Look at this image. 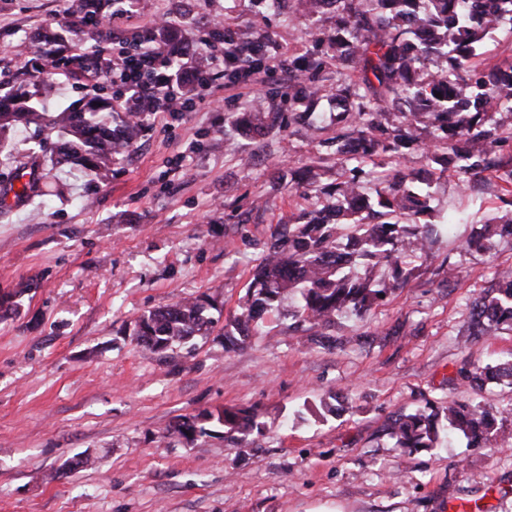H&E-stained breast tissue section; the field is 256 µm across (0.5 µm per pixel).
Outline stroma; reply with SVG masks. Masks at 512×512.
Listing matches in <instances>:
<instances>
[{"instance_id":"1","label":"stroma","mask_w":512,"mask_h":512,"mask_svg":"<svg viewBox=\"0 0 512 512\" xmlns=\"http://www.w3.org/2000/svg\"><path fill=\"white\" fill-rule=\"evenodd\" d=\"M259 0H133L112 17L107 56L134 33L162 24L200 48L210 22L234 30ZM72 0H0V87L15 89L37 59L35 38L70 20ZM124 91L112 75L81 84L56 72L43 90L52 108ZM212 105L179 117L152 113L108 184L50 169L52 139L22 130L7 151L45 177L46 197L16 199L0 165V290H21L0 311V512H449L478 501L512 512V417L492 447L453 441L412 455L382 428L423 398L445 404L481 396L512 407V388L482 393L456 378L468 360L512 351V331L464 342L468 303L512 244L464 251L474 229L500 213L497 179L435 188L443 215L465 213L436 258L405 286L328 335L288 332L293 306L266 316L244 345L225 351L237 309L271 225L307 207L275 183L271 163L316 159L318 139L284 129L224 149V114L254 89L216 84ZM450 288H441L444 280ZM214 298L218 326L163 365L122 335L143 313L179 299ZM346 393L351 407L320 413ZM253 408L264 424L247 448L222 434L193 443L168 435L180 418ZM89 465H81V458Z\"/></svg>"}]
</instances>
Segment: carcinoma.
<instances>
[{
	"instance_id": "1",
	"label": "carcinoma",
	"mask_w": 512,
	"mask_h": 512,
	"mask_svg": "<svg viewBox=\"0 0 512 512\" xmlns=\"http://www.w3.org/2000/svg\"><path fill=\"white\" fill-rule=\"evenodd\" d=\"M116 2L76 0L81 26L41 34L44 63L35 79L53 74L60 48L83 43L86 27L93 28L96 41H110L97 19ZM262 2L254 20L224 43V83L249 86L264 76L271 89L246 111L224 113V136L252 137L298 122L316 129L326 96L344 111L336 113V131L321 141L336 178L323 181V166L304 168V191L319 202L271 228L246 292L224 324L228 350L245 343L288 297L297 298V325L328 329L350 313L371 310L381 295L405 284L411 264L433 260L440 236L461 221L455 215L426 220L432 186L447 172L464 185L485 174L505 183L498 199L507 218L480 225L464 248L490 252L501 242L512 243V60L489 68L475 62L492 33L512 25V0H495L496 10L483 16L477 15L481 0H335L329 14L320 0H298L300 25L323 16L329 25L290 54L268 23L288 0ZM38 95L21 84L0 97V140L20 127L53 134L52 167L76 168L97 182L107 181L112 163L134 148L149 114L146 107L133 115L100 96L49 110ZM283 103L286 114L280 112ZM414 156L417 171L407 165ZM40 181L30 179L15 197L44 196ZM211 305L208 297L181 299L140 316L129 335L151 356L155 345L164 344L171 358L177 347L210 335L213 320L205 311ZM504 325L512 327V267L497 272L471 301L465 336H489ZM458 375L478 388L512 387V354L468 363ZM503 414L481 400L446 406L427 400L415 411L389 415L383 431L410 454L454 436L470 448H485L496 439ZM205 418L219 424L224 441L235 448L249 447L262 429L255 411L226 407Z\"/></svg>"
}]
</instances>
